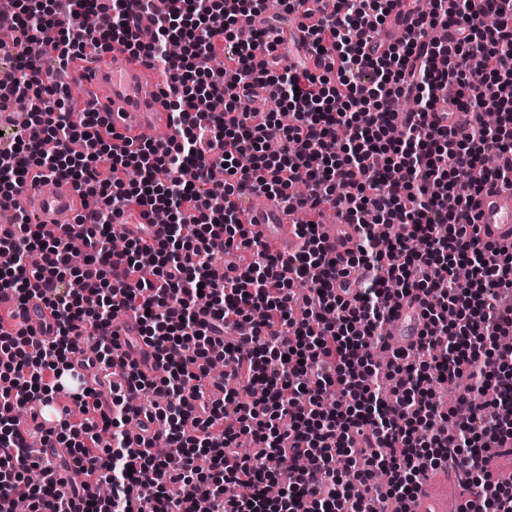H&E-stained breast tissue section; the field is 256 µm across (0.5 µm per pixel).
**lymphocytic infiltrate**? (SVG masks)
<instances>
[{"label":"lymphocytic infiltrate","instance_id":"obj_1","mask_svg":"<svg viewBox=\"0 0 512 512\" xmlns=\"http://www.w3.org/2000/svg\"><path fill=\"white\" fill-rule=\"evenodd\" d=\"M127 2L16 0L0 19V112L29 108L0 151V188L19 193L36 170L70 181L93 215L53 228L25 216L0 236V296L16 322L0 324V512L21 497L29 512H87L104 483L107 512H368V493L406 505L450 465L475 497L472 512H512V477L492 470L512 456V349L498 343L512 333V248L462 221L474 194L512 178V0L411 7L403 39L383 50L364 34L400 0H335L329 12L278 0L308 22L314 65L294 71L279 66L274 24L253 28L267 0H171L146 30ZM119 37L169 74L162 104L178 138L166 147L115 144L97 112L65 116L57 73L23 52L51 42L66 68ZM219 53L230 68H211ZM258 82L292 118L274 140L273 113L250 105ZM442 87L449 113L469 115L459 128L428 119ZM407 98L414 109L397 112ZM488 156L495 167L470 183ZM298 183L310 212L330 206L358 225L347 257L332 261L306 223L287 258L243 224V189L284 196ZM131 203L146 218L170 216L152 248L147 223L112 246V223ZM34 296L55 312L51 340L17 321ZM409 298L427 329L378 364L382 327ZM120 311L137 315L136 339L113 335ZM86 326L97 333L91 354ZM234 328L246 332L237 344L225 339ZM141 344L166 376L141 371ZM117 364L124 385L72 393L59 427L24 425L22 412L62 392L72 366L94 376ZM444 385L457 395L447 409ZM146 393L166 398L155 408L165 456L131 429ZM67 433L78 484L28 454V437L50 447Z\"/></svg>","mask_w":512,"mask_h":512}]
</instances>
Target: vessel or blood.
I'll use <instances>...</instances> for the list:
<instances>
[{"label":"vessel or blood","mask_w":512,"mask_h":512,"mask_svg":"<svg viewBox=\"0 0 512 512\" xmlns=\"http://www.w3.org/2000/svg\"><path fill=\"white\" fill-rule=\"evenodd\" d=\"M142 59L132 56L122 43L112 45L111 59H98L83 65L76 73L73 92L78 100L94 101L97 111L107 115L113 129L126 137H140L146 128H154L156 143L168 144L173 130L166 124L163 107L157 99L166 75L159 74L153 83H144ZM18 205L34 214L37 223L59 224L64 218L82 213L81 200L72 185L60 180L50 189L26 183L17 198ZM237 204L243 222L261 237L271 250L282 255L292 254L298 243L293 214L287 203L254 190H244ZM472 215L480 227L484 241L499 247L512 246V185L501 183L484 190L474 200ZM318 233L328 252L345 256L356 242V225L337 221L322 223ZM425 321L418 303H402L385 325L389 343L395 348L417 344ZM416 512H468L465 499L449 500L447 492L437 491L430 482H423L416 497Z\"/></svg>","instance_id":"1"}]
</instances>
